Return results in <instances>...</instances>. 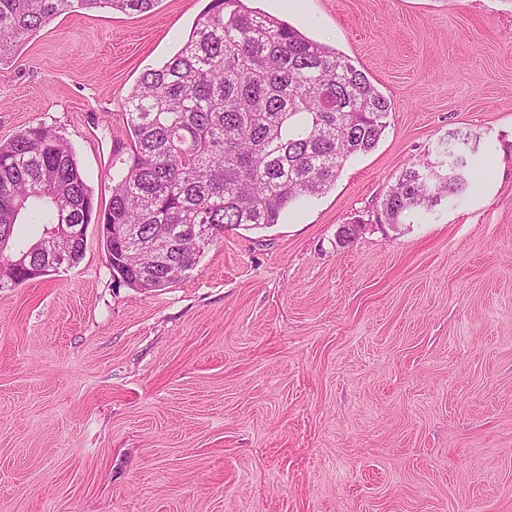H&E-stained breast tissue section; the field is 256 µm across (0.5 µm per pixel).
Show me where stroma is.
Masks as SVG:
<instances>
[{
    "label": "stroma",
    "instance_id": "stroma-1",
    "mask_svg": "<svg viewBox=\"0 0 512 512\" xmlns=\"http://www.w3.org/2000/svg\"><path fill=\"white\" fill-rule=\"evenodd\" d=\"M208 3L53 20L0 64V142L51 129L106 208L124 101ZM249 5L348 56L387 128L167 288L116 286L92 224L79 263L0 289V512H512V0ZM452 131L466 194L379 222Z\"/></svg>",
    "mask_w": 512,
    "mask_h": 512
}]
</instances>
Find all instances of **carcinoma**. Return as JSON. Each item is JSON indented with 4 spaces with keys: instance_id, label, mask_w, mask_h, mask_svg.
<instances>
[{
    "instance_id": "cac0c4a2",
    "label": "carcinoma",
    "mask_w": 512,
    "mask_h": 512,
    "mask_svg": "<svg viewBox=\"0 0 512 512\" xmlns=\"http://www.w3.org/2000/svg\"><path fill=\"white\" fill-rule=\"evenodd\" d=\"M159 0H0V63L19 43L77 10L151 11ZM390 100L335 49L244 0H210L181 48L147 70L125 100L126 168L108 208L97 211L72 148L50 129L0 143V244L49 265L52 246L15 237L19 224L72 237L68 265L83 255L91 220L116 284L156 291L191 269L224 231L267 228L324 194L352 156L371 151ZM465 140L448 134L459 163L440 175L413 163L381 202L384 223L432 212L469 187ZM29 280L12 268L0 288Z\"/></svg>"
}]
</instances>
